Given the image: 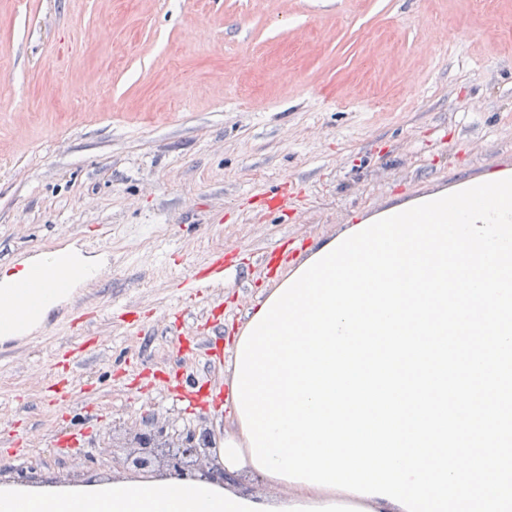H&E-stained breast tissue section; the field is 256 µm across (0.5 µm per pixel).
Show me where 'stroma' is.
Listing matches in <instances>:
<instances>
[{"label": "stroma", "instance_id": "obj_1", "mask_svg": "<svg viewBox=\"0 0 512 512\" xmlns=\"http://www.w3.org/2000/svg\"><path fill=\"white\" fill-rule=\"evenodd\" d=\"M512 177V0H0V281L54 247L108 259L19 344L0 338V477L112 474L144 421L234 433V340L305 253L393 207ZM303 246L287 264L276 244ZM224 251V285L183 299L182 271ZM185 308L182 329L168 321ZM86 330L59 331L73 310ZM95 339L73 400L46 390ZM211 382L183 410L167 366Z\"/></svg>", "mask_w": 512, "mask_h": 512}]
</instances>
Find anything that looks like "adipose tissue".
I'll return each mask as SVG.
<instances>
[{
  "label": "adipose tissue",
  "mask_w": 512,
  "mask_h": 512,
  "mask_svg": "<svg viewBox=\"0 0 512 512\" xmlns=\"http://www.w3.org/2000/svg\"><path fill=\"white\" fill-rule=\"evenodd\" d=\"M57 269L62 287L50 288L30 310V326L40 324L71 284L74 270L85 275L95 264L74 255L47 257ZM290 494L267 498L247 494L229 483L143 476L135 479L102 476L76 482H20L0 479V512H336V492L291 483Z\"/></svg>",
  "instance_id": "adipose-tissue-1"
}]
</instances>
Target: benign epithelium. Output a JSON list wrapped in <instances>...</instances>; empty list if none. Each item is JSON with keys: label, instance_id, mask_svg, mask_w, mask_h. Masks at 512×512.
Here are the masks:
<instances>
[{"label": "benign epithelium", "instance_id": "benign-epithelium-1", "mask_svg": "<svg viewBox=\"0 0 512 512\" xmlns=\"http://www.w3.org/2000/svg\"><path fill=\"white\" fill-rule=\"evenodd\" d=\"M136 440L139 454L130 453L124 459L123 464L128 468L148 470L155 465L158 470L177 476L237 482L236 477L228 476L212 458L211 433L206 428L172 432L151 421L136 435Z\"/></svg>", "mask_w": 512, "mask_h": 512}]
</instances>
